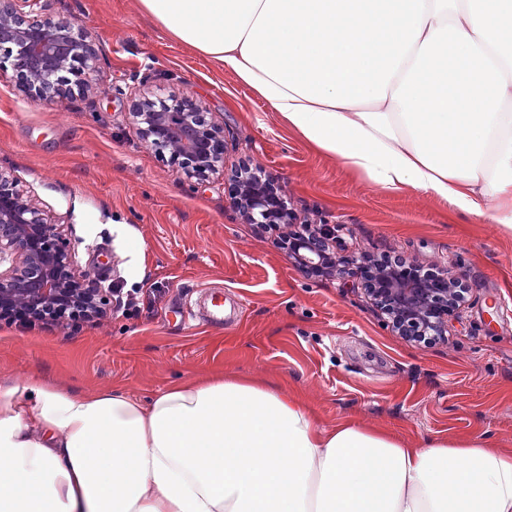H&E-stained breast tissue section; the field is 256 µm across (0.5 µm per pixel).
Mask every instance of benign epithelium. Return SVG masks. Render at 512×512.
Returning <instances> with one entry per match:
<instances>
[{
    "label": "benign epithelium",
    "mask_w": 512,
    "mask_h": 512,
    "mask_svg": "<svg viewBox=\"0 0 512 512\" xmlns=\"http://www.w3.org/2000/svg\"><path fill=\"white\" fill-rule=\"evenodd\" d=\"M14 48L9 63L19 86L31 97L55 103L61 90L54 77L71 60L80 58L87 77L94 73L95 41L91 33L76 22H61L42 12L41 0H0V47ZM178 111L154 112L151 101L138 99L133 118L149 146H166L191 159L197 172L204 175L224 165V129L198 109L192 96ZM237 180L231 197L234 209L249 224H269L270 200L262 187H247ZM328 224H316L299 241V262L312 266L325 253L329 242L323 230ZM6 268H1V265ZM90 275L76 267L61 246L57 227L44 221L38 208L20 196L13 181L0 172V306L23 304L39 311L60 302ZM466 285L460 274L448 268L436 271L433 285L398 279L391 267L381 268L371 287L372 297H384L401 313L400 320L428 318L443 336L448 323L460 318V304L448 281Z\"/></svg>",
    "instance_id": "benign-epithelium-1"
}]
</instances>
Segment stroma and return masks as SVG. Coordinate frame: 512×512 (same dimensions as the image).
Returning <instances> with one entry per match:
<instances>
[{"label": "stroma", "instance_id": "stroma-1", "mask_svg": "<svg viewBox=\"0 0 512 512\" xmlns=\"http://www.w3.org/2000/svg\"><path fill=\"white\" fill-rule=\"evenodd\" d=\"M90 31L95 90L27 98L0 72V169L51 223L106 313L72 329L0 318V384L31 377L76 392L118 389L148 401L211 372L279 387L318 427L353 420L413 443L490 437L512 449V233L416 191L385 193L307 144L235 78L178 45L137 0H44ZM188 94L224 124L225 171L197 180L146 146L132 94ZM288 197L296 223L339 225L344 254L448 265L470 291L463 323L423 344L393 333L354 266L326 279L298 269L279 236L241 223L226 174L240 162ZM140 240L141 250L130 248ZM242 294L241 323L185 319L201 288Z\"/></svg>", "mask_w": 512, "mask_h": 512}]
</instances>
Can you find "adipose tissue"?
<instances>
[{
    "instance_id": "1",
    "label": "adipose tissue",
    "mask_w": 512,
    "mask_h": 512,
    "mask_svg": "<svg viewBox=\"0 0 512 512\" xmlns=\"http://www.w3.org/2000/svg\"><path fill=\"white\" fill-rule=\"evenodd\" d=\"M378 189L512 231V0H137ZM0 512H512V451L408 444L221 375L0 387Z\"/></svg>"
}]
</instances>
